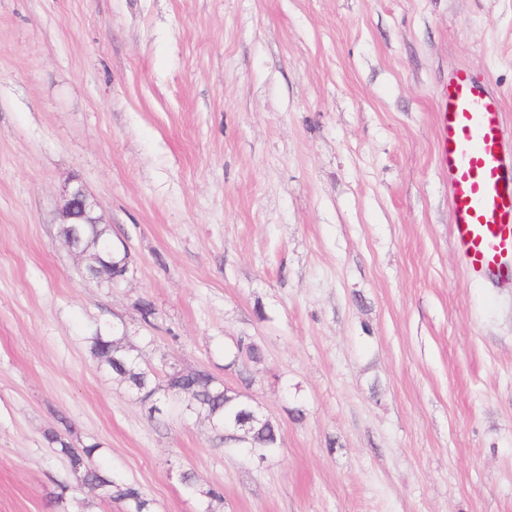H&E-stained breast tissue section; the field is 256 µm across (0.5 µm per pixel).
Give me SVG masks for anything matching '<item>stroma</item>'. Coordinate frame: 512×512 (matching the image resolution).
<instances>
[{
    "label": "stroma",
    "instance_id": "stroma-1",
    "mask_svg": "<svg viewBox=\"0 0 512 512\" xmlns=\"http://www.w3.org/2000/svg\"><path fill=\"white\" fill-rule=\"evenodd\" d=\"M460 67L512 121V0H0V512H126L60 428L153 512H198L181 469L219 512H512V288L463 269L436 159ZM73 176L123 283L58 236ZM104 323L244 389L279 452L153 420L91 355ZM45 438L59 455L66 458L70 469L78 475L83 486L98 489L102 497L125 502L128 512H152L151 502L139 486L126 482L120 476L110 474L94 464L93 459L98 451L97 445L72 448L64 436L56 430L48 431ZM182 482L191 494L198 495L202 499L205 505V509L202 512H215L213 510L214 503H221L224 500L220 488L214 486L204 488L199 483L197 475L192 471H185Z\"/></svg>",
    "mask_w": 512,
    "mask_h": 512
}]
</instances>
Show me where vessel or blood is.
Here are the masks:
<instances>
[{
	"instance_id": "b4317fda",
	"label": "vessel or blood",
	"mask_w": 512,
	"mask_h": 512,
	"mask_svg": "<svg viewBox=\"0 0 512 512\" xmlns=\"http://www.w3.org/2000/svg\"><path fill=\"white\" fill-rule=\"evenodd\" d=\"M438 107V164L448 177L456 247L472 275L512 282V128L502 97L457 69Z\"/></svg>"
}]
</instances>
